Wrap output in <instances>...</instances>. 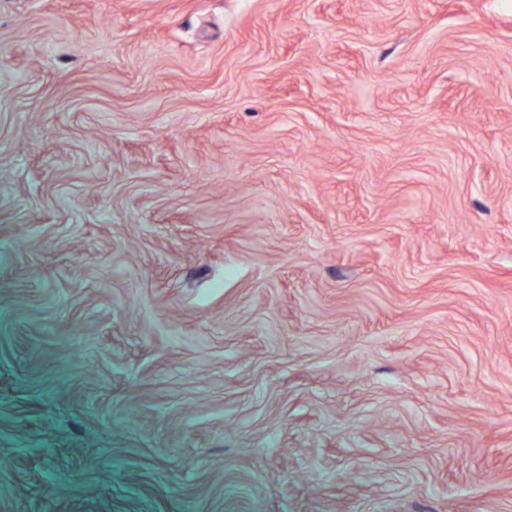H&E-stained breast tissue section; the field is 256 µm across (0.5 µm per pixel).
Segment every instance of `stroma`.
Instances as JSON below:
<instances>
[{
	"mask_svg": "<svg viewBox=\"0 0 512 512\" xmlns=\"http://www.w3.org/2000/svg\"><path fill=\"white\" fill-rule=\"evenodd\" d=\"M0 512H512V0H0Z\"/></svg>",
	"mask_w": 512,
	"mask_h": 512,
	"instance_id": "1",
	"label": "stroma"
}]
</instances>
